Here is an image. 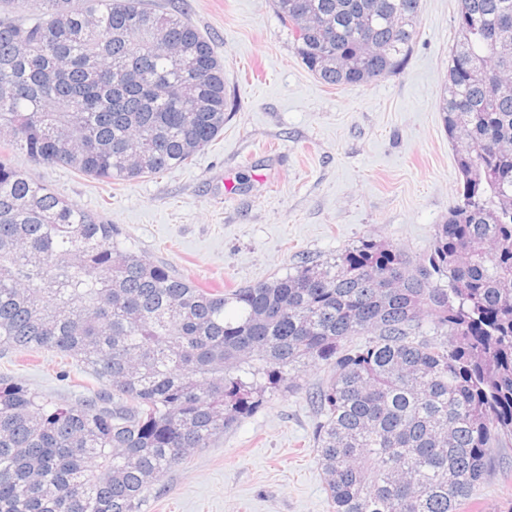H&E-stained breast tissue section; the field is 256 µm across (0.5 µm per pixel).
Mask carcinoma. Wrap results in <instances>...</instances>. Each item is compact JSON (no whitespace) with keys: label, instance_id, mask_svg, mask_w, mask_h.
<instances>
[{"label":"carcinoma","instance_id":"1","mask_svg":"<svg viewBox=\"0 0 512 512\" xmlns=\"http://www.w3.org/2000/svg\"><path fill=\"white\" fill-rule=\"evenodd\" d=\"M419 2L274 8L310 72L355 86L407 63ZM36 3L0 0V346L55 351L104 387L59 404L0 376V512H140L307 366L326 374L315 444L334 512H459L512 440V0H457L440 112L462 192L428 259L368 239L226 292L10 160L106 182L188 162L230 106L211 43L144 0Z\"/></svg>","mask_w":512,"mask_h":512}]
</instances>
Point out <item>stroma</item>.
Returning a JSON list of instances; mask_svg holds the SVG:
<instances>
[{
    "label": "stroma",
    "mask_w": 512,
    "mask_h": 512,
    "mask_svg": "<svg viewBox=\"0 0 512 512\" xmlns=\"http://www.w3.org/2000/svg\"><path fill=\"white\" fill-rule=\"evenodd\" d=\"M187 17L224 64L232 110L185 165L104 182L74 169L13 164L114 224L176 277L218 290L286 275L365 239L427 259L460 175L438 109L448 78L456 0H420L407 64L378 82L332 87L295 53L273 0H153ZM0 373L72 402L95 380L50 350L0 348ZM265 395L211 447L167 471L140 512H332L314 436L323 382ZM464 512H512V444Z\"/></svg>",
    "instance_id": "35a3bbf8"
}]
</instances>
